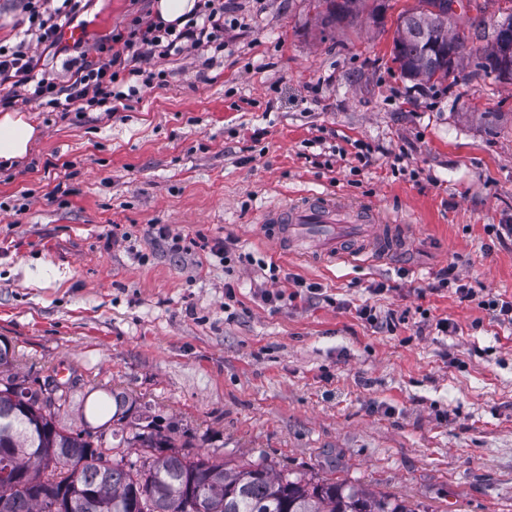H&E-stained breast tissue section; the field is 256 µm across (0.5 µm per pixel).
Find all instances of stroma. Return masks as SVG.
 Listing matches in <instances>:
<instances>
[{
  "instance_id": "stroma-1",
  "label": "stroma",
  "mask_w": 512,
  "mask_h": 512,
  "mask_svg": "<svg viewBox=\"0 0 512 512\" xmlns=\"http://www.w3.org/2000/svg\"><path fill=\"white\" fill-rule=\"evenodd\" d=\"M155 2L88 0L75 19L87 59L132 18L155 20ZM225 2L238 23L222 49L151 58L164 85L115 111H50L0 88V113L41 130L24 163L0 165L8 372L76 377L62 413L75 426L123 391L232 466L429 512H512V321L478 305L512 302V83L471 57L441 82L404 75L396 20L418 0H384L377 24L322 23L314 0ZM307 191L375 208L402 246L370 264L280 254L260 210ZM162 226L233 238L251 262L175 254ZM451 265L473 298L432 289ZM299 278L315 292L295 297ZM367 304L399 323L371 326Z\"/></svg>"
}]
</instances>
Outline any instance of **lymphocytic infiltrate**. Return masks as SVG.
I'll return each mask as SVG.
<instances>
[{
	"label": "lymphocytic infiltrate",
	"mask_w": 512,
	"mask_h": 512,
	"mask_svg": "<svg viewBox=\"0 0 512 512\" xmlns=\"http://www.w3.org/2000/svg\"><path fill=\"white\" fill-rule=\"evenodd\" d=\"M28 26L22 39L11 48L0 46V87L24 92L26 100L66 112L82 111L84 106H104L111 100L125 99L118 90L120 75L141 76V65L152 54H180L203 44L223 41L224 31L232 26L224 0H197L198 10L183 27L161 21L133 22L127 33L112 36L114 47L106 57L90 61L79 59L67 84L54 78L36 76L38 61L34 46L60 49L58 33L63 19L81 8V0H24Z\"/></svg>",
	"instance_id": "obj_1"
}]
</instances>
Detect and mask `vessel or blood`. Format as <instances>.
Listing matches in <instances>:
<instances>
[{"label": "vessel or blood", "instance_id": "obj_1", "mask_svg": "<svg viewBox=\"0 0 512 512\" xmlns=\"http://www.w3.org/2000/svg\"><path fill=\"white\" fill-rule=\"evenodd\" d=\"M262 222L279 248L323 259L384 256L397 246L393 225L378 223L373 210L349 206L317 192L305 193L289 204L266 206Z\"/></svg>", "mask_w": 512, "mask_h": 512}]
</instances>
